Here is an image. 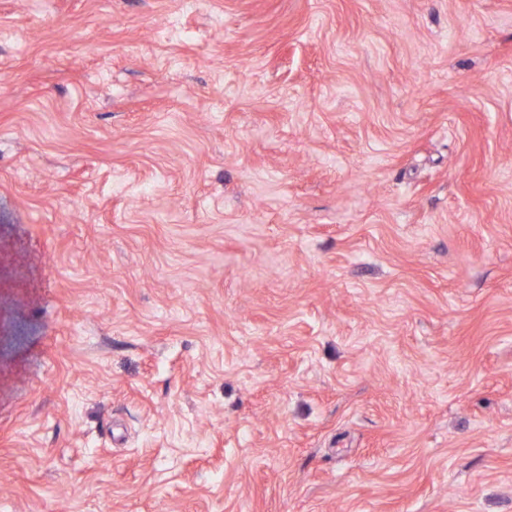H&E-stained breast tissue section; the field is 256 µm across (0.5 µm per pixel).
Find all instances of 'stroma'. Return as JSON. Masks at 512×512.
I'll return each mask as SVG.
<instances>
[{
  "label": "stroma",
  "mask_w": 512,
  "mask_h": 512,
  "mask_svg": "<svg viewBox=\"0 0 512 512\" xmlns=\"http://www.w3.org/2000/svg\"><path fill=\"white\" fill-rule=\"evenodd\" d=\"M0 512H512V0H0Z\"/></svg>",
  "instance_id": "obj_1"
}]
</instances>
